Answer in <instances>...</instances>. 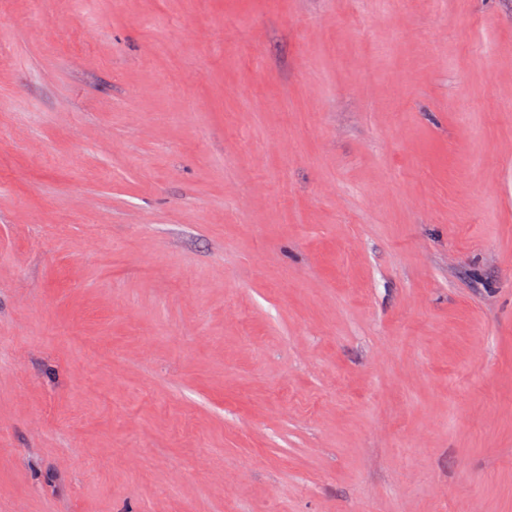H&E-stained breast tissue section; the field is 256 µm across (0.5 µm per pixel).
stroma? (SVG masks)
Segmentation results:
<instances>
[{
	"instance_id": "obj_1",
	"label": "stroma",
	"mask_w": 512,
	"mask_h": 512,
	"mask_svg": "<svg viewBox=\"0 0 512 512\" xmlns=\"http://www.w3.org/2000/svg\"><path fill=\"white\" fill-rule=\"evenodd\" d=\"M0 512H512V0H0Z\"/></svg>"
}]
</instances>
